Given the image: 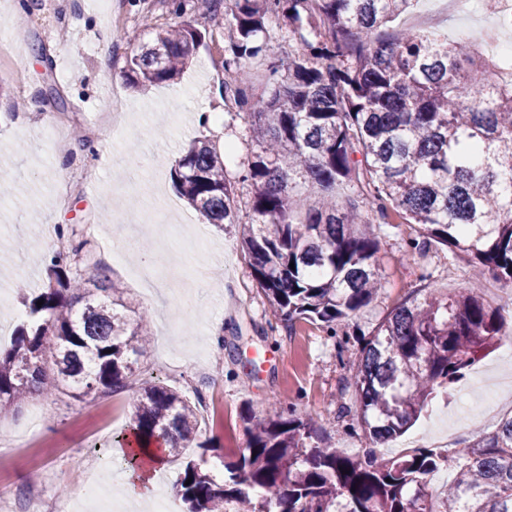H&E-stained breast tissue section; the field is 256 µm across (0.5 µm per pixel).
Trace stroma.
Segmentation results:
<instances>
[{
  "instance_id": "stroma-1",
  "label": "stroma",
  "mask_w": 512,
  "mask_h": 512,
  "mask_svg": "<svg viewBox=\"0 0 512 512\" xmlns=\"http://www.w3.org/2000/svg\"><path fill=\"white\" fill-rule=\"evenodd\" d=\"M57 3L52 12L28 8L13 47L20 52L39 45L43 52L31 55L21 76L0 78V178L11 186L10 196L0 198V256L11 266L0 276V322L12 331L21 323L15 281L31 293L43 288L56 249L52 229H75L83 267L108 268L130 301L151 311V350L139 361L141 378L190 401L222 406L219 418L200 417L201 447L165 458L160 473L169 485H176L188 457L222 475L243 446V412L264 417L291 407L313 416L328 446L351 453L364 448L355 416L340 414L341 406L355 404L344 387L349 364L364 335L421 290L474 291L503 307L512 325V285L472 279L468 265L444 248L409 251L414 232L406 224L383 226L377 253L382 287L335 330L274 321L237 225L204 223L170 177V156L200 137L236 145L225 161L229 174L251 156L247 119L224 94V43L214 21L188 14L206 33L191 63L174 83L135 88L124 78L127 43L154 38L166 15H145L132 0ZM267 43V57L244 64L256 101L266 95L269 62L289 51L276 28H269ZM116 96L138 119L111 137L99 122ZM151 223L202 239V248L186 259L191 281L178 283L165 273L150 285L139 278L143 263H156L166 251L164 236L148 231ZM91 224L99 225L98 235L88 234ZM134 399L131 388L81 401L54 391L0 411V489L9 492L12 512H28L35 491L44 512H89L80 494L88 471L109 493L124 496V476L108 463L128 432Z\"/></svg>"
}]
</instances>
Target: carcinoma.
<instances>
[{
    "label": "carcinoma",
    "instance_id": "obj_1",
    "mask_svg": "<svg viewBox=\"0 0 512 512\" xmlns=\"http://www.w3.org/2000/svg\"><path fill=\"white\" fill-rule=\"evenodd\" d=\"M160 0L168 16L155 40L126 56L135 87L177 80L204 38L188 10L224 16V70L267 50V25L288 33L286 60L269 65L266 99L249 113L254 148L229 178L220 148L203 137L175 161L181 197L218 227L236 224L251 274L275 320L336 322L368 305L380 282L376 254L389 210L413 226L408 247L436 245L512 284V84L466 39L401 29L375 32L410 0ZM316 195L295 202L296 180ZM350 190L345 203L336 188ZM250 221H240V207ZM81 249L54 253L48 284L24 295L29 321L0 353V409L37 392L82 401L127 386L149 345V313L132 308L100 270H73ZM42 305H37V302ZM503 308L473 293L429 290L395 307L352 365L357 422L370 447L324 443L293 410L242 416L245 443L218 480L188 461L177 494L188 512H512V417L452 451L455 479L438 497L427 483L448 457L418 448L399 457L373 446L411 427L450 395L471 367L511 336ZM198 408L141 382L128 440L179 457L198 441ZM191 484H186V480Z\"/></svg>",
    "mask_w": 512,
    "mask_h": 512
}]
</instances>
